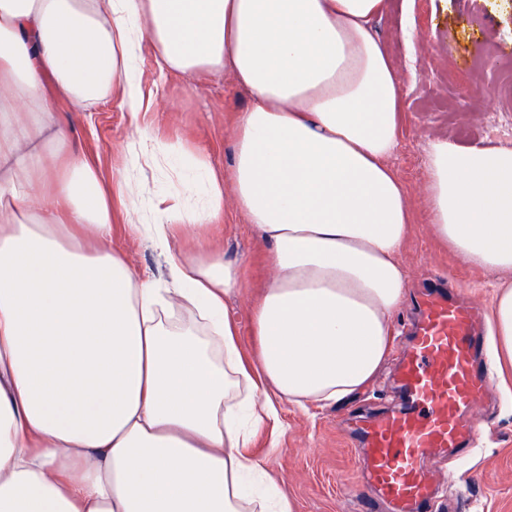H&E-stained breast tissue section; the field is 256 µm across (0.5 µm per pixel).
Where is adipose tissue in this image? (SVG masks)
<instances>
[{
	"mask_svg": "<svg viewBox=\"0 0 512 512\" xmlns=\"http://www.w3.org/2000/svg\"><path fill=\"white\" fill-rule=\"evenodd\" d=\"M381 4L0 0V512H295L253 435L276 400L333 406L374 379L407 293ZM147 44L160 69L228 71L252 93L226 176L135 130L132 164L183 185L145 224L142 183L118 182L167 288L113 244V196L55 117V98L115 96L139 118ZM422 194L435 236L494 275L489 351L512 358V147L430 142ZM228 200L270 247L254 366L226 312L236 267L175 246Z\"/></svg>",
	"mask_w": 512,
	"mask_h": 512,
	"instance_id": "adipose-tissue-1",
	"label": "adipose tissue"
}]
</instances>
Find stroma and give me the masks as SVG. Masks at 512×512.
Listing matches in <instances>:
<instances>
[{"instance_id": "1", "label": "stroma", "mask_w": 512, "mask_h": 512, "mask_svg": "<svg viewBox=\"0 0 512 512\" xmlns=\"http://www.w3.org/2000/svg\"><path fill=\"white\" fill-rule=\"evenodd\" d=\"M402 93L400 147L390 165L403 183L411 209L410 234L401 258L407 296L393 320L388 357L377 376L340 405L300 409L279 404L276 428L261 429L251 454L265 459L296 512H359L367 484L358 465L363 454L351 432L357 417L371 418L399 403L401 358L418 320V301L428 288H443L489 309L492 277L463 263L434 237L422 196L429 143L448 137L460 145L512 146V87L498 79L512 72V0H385L371 23ZM140 68L152 104L140 120L157 138L190 155L203 154L229 172L234 131L250 92L230 73L187 77L159 72L150 51ZM57 119L75 149L92 160L105 185H115L129 157L131 117L119 99L84 112L57 103ZM206 235L237 266L240 287L227 301L245 360L255 357L251 310L268 276V252L232 206ZM112 240L140 275L170 280L163 256L129 228L124 206L112 203ZM479 435L471 447L435 448L422 461L436 483L430 512H512V368L492 374L489 392L468 410Z\"/></svg>"}]
</instances>
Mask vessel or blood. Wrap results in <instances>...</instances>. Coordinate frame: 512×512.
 Returning a JSON list of instances; mask_svg holds the SVG:
<instances>
[{
    "mask_svg": "<svg viewBox=\"0 0 512 512\" xmlns=\"http://www.w3.org/2000/svg\"><path fill=\"white\" fill-rule=\"evenodd\" d=\"M475 315L442 290L424 292L400 371L402 406L357 425L368 450V484L395 512H428L434 495L420 465L426 449H455L476 437L461 417L462 407L488 384L474 364Z\"/></svg>",
    "mask_w": 512,
    "mask_h": 512,
    "instance_id": "1",
    "label": "vessel or blood"
}]
</instances>
